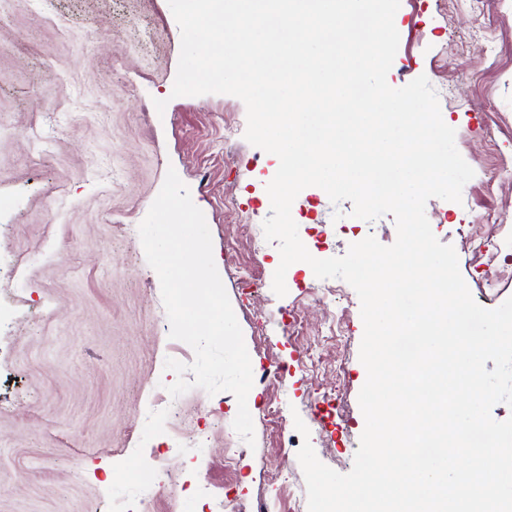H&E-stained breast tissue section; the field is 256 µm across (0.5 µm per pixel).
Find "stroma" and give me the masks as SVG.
Listing matches in <instances>:
<instances>
[{
	"mask_svg": "<svg viewBox=\"0 0 512 512\" xmlns=\"http://www.w3.org/2000/svg\"><path fill=\"white\" fill-rule=\"evenodd\" d=\"M394 23L388 84L428 78L475 172L461 202L430 199L426 216L474 300L497 308L512 297V267L487 285L467 236L512 233V0H400ZM180 49L168 0H0V512H225L226 498L308 512L303 441L333 470L353 466L365 427L360 299L304 262L288 268L285 296L273 292L277 242L253 251L233 226L271 216L279 159L245 140L240 99L173 97ZM171 168L205 215L250 393L289 410L281 427L255 420L252 449L232 427V393L167 391L165 359L189 364L194 351L169 337L138 226ZM352 210L310 186L291 214L318 259L370 235L395 242L393 215ZM233 263L257 269L261 288L242 293ZM276 363L283 383L262 380ZM147 457L181 483L142 484Z\"/></svg>",
	"mask_w": 512,
	"mask_h": 512,
	"instance_id": "35a3bbf8",
	"label": "stroma"
}]
</instances>
